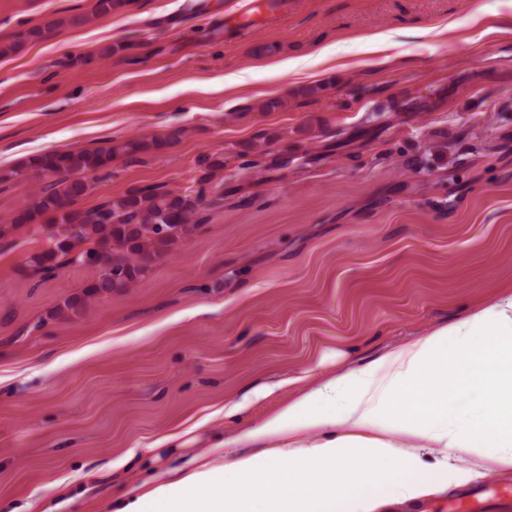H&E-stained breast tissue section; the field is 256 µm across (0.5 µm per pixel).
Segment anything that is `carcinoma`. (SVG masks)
Instances as JSON below:
<instances>
[{
	"instance_id": "cac0c4a2",
	"label": "carcinoma",
	"mask_w": 512,
	"mask_h": 512,
	"mask_svg": "<svg viewBox=\"0 0 512 512\" xmlns=\"http://www.w3.org/2000/svg\"><path fill=\"white\" fill-rule=\"evenodd\" d=\"M175 129L163 139L146 138L96 150L76 149L34 156L26 175L45 184L30 195L13 224H37L49 247L32 256L36 270L50 272L63 263L94 266L98 277L86 296L128 288L146 276L153 265L197 228V216L224 200V160L204 155L200 184L210 185L195 195L160 187H133L117 199L82 208L81 198L93 189L91 179L107 169L118 154L136 161L138 154L157 150L178 139Z\"/></svg>"
}]
</instances>
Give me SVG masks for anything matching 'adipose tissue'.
<instances>
[{
  "instance_id": "obj_1",
  "label": "adipose tissue",
  "mask_w": 512,
  "mask_h": 512,
  "mask_svg": "<svg viewBox=\"0 0 512 512\" xmlns=\"http://www.w3.org/2000/svg\"><path fill=\"white\" fill-rule=\"evenodd\" d=\"M245 439L263 450L189 460L116 512H373L458 480L463 458L512 471V293L305 388Z\"/></svg>"
}]
</instances>
